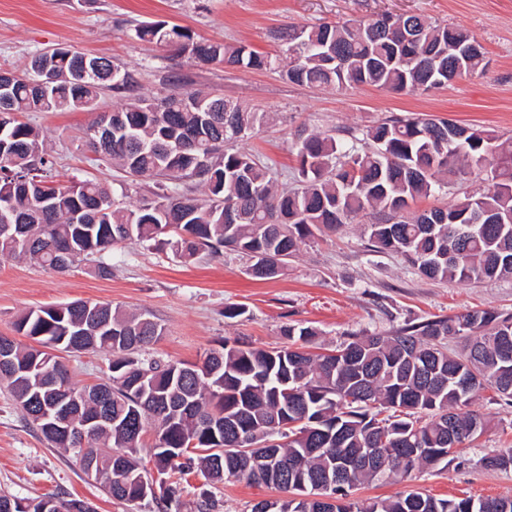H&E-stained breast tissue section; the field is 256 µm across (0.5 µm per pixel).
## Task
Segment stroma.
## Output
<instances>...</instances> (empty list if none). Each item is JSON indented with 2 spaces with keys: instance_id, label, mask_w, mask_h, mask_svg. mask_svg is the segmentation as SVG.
<instances>
[{
  "instance_id": "35a3bbf8",
  "label": "stroma",
  "mask_w": 512,
  "mask_h": 512,
  "mask_svg": "<svg viewBox=\"0 0 512 512\" xmlns=\"http://www.w3.org/2000/svg\"><path fill=\"white\" fill-rule=\"evenodd\" d=\"M422 14L465 29L483 48L485 68L425 94L371 87L300 86L279 72H248L200 65L140 41L143 21L190 27L200 37L243 42L273 53L272 33L288 25L308 26L382 13ZM104 56L135 74L138 92L156 96L174 87L206 91L274 113L276 120L240 142L276 171L280 184H293L300 167L293 144L299 130L342 139L384 118L428 114L494 130L512 137V0H0V68L25 70L31 57L53 48ZM24 121L45 136L62 180L93 179L123 187L128 204L146 193L144 183L93 161L81 139L89 112H30ZM111 278L94 276L81 264L57 272L25 259L0 261V336H14L26 310L75 300L109 302L152 314L163 327L153 350L165 359L194 362L223 341L271 347L283 343L287 324L310 326L318 336L312 352L327 353L349 336L389 334L434 316L486 309L512 314V278L481 283L438 282L420 276L397 255L373 251L358 224L316 233L303 244L285 275L257 281L248 260L225 250L182 263L168 251L135 243L109 254ZM245 309L229 319L230 305ZM108 355L102 351L62 354L72 381L100 382ZM488 427L465 442L444 470L413 474L404 481L366 484L358 499H387L407 489L438 498H512V470L478 465L491 448H512V403L485 391L471 405ZM20 498L49 494L91 501L97 512H156L147 502L117 501L83 473L75 452L51 447L14 411L0 388V491ZM221 512H250L254 503L280 498V491L229 480L216 491Z\"/></svg>"
}]
</instances>
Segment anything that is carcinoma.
I'll list each match as a JSON object with an SVG mask.
<instances>
[{
    "mask_svg": "<svg viewBox=\"0 0 512 512\" xmlns=\"http://www.w3.org/2000/svg\"><path fill=\"white\" fill-rule=\"evenodd\" d=\"M138 39L192 61L228 68L276 70L289 82L320 87L374 86L406 94L429 92L484 68V52L464 30L419 15L381 14L275 31L282 54L246 43L198 39L164 21L137 26ZM54 48L35 55L21 75L4 77L0 92V259L27 258L58 272L90 261L98 277L112 276L104 253L127 241L167 248L189 262L202 252L227 249L248 257L252 277L284 274L313 230L334 232L364 214L372 247L392 252L421 276L481 282L512 276V142L494 132L431 119L391 116L362 137L340 141L301 132L298 184L281 187L273 168L237 143L272 121L238 102L201 91L145 97L132 73L102 59ZM126 97L100 110L103 90ZM95 112L86 132L99 161L152 184L133 208L125 194L96 181L63 185L37 128L24 112ZM482 189L465 192L446 208L411 210L474 172ZM200 186L203 194L195 195ZM14 366L0 367L23 418L56 448L94 456L112 471L120 501L156 504L181 512L175 475L199 473L208 489L194 512H219L211 488L231 478L274 487L290 498L260 500L251 512H512V498L440 499L417 490L394 498L358 500L353 492L376 481L405 479L415 471L447 467L456 449L481 435L488 421L462 411L487 388L512 401V314L475 310L406 324L394 334L344 342L327 354L306 350L317 332L285 325L279 347H243L224 341L196 362L154 358L146 347L163 327L150 314L77 300L18 317ZM462 337L466 351L448 352ZM111 354L107 380L78 387L57 351ZM80 397L68 413L82 421L110 397L118 423L86 445L37 417L39 403ZM389 415L379 418L382 412ZM157 473L158 493L142 498L122 472L148 475L138 454L143 436ZM482 467L512 470V449L493 448ZM336 477L335 503L302 498L301 484ZM0 512H95L79 498H18L0 493Z\"/></svg>",
    "mask_w": 512,
    "mask_h": 512,
    "instance_id": "obj_1",
    "label": "carcinoma"
}]
</instances>
